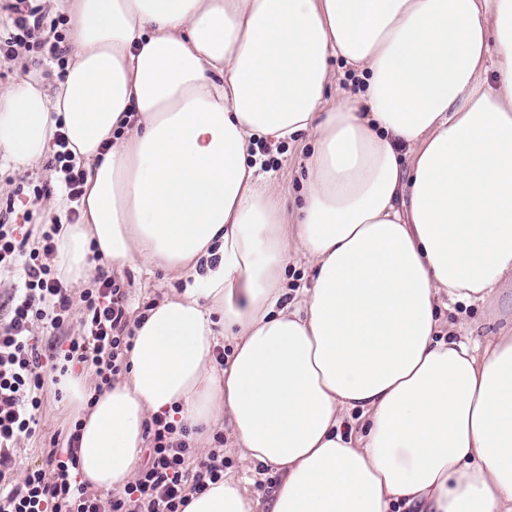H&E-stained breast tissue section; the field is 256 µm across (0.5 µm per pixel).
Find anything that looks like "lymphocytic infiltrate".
<instances>
[{"instance_id":"obj_1","label":"lymphocytic infiltrate","mask_w":512,"mask_h":512,"mask_svg":"<svg viewBox=\"0 0 512 512\" xmlns=\"http://www.w3.org/2000/svg\"><path fill=\"white\" fill-rule=\"evenodd\" d=\"M55 169L71 206L69 223L80 218L86 172L67 149L63 131L54 134ZM58 222L43 225L37 247L0 223V269H23V283L10 293L7 322H0V512H184L191 495L223 481L227 462L223 436L203 460H195L191 432L166 415L146 425V461L122 493L100 496L77 474L80 427L72 425L67 445L42 452L41 464L17 467V445L33 436L47 382L76 368L94 370L111 384L128 367L133 331L121 286L97 271L72 301L67 284L44 261L57 250ZM76 333H69L70 324Z\"/></svg>"}]
</instances>
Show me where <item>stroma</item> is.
I'll use <instances>...</instances> for the list:
<instances>
[{
    "label": "stroma",
    "mask_w": 512,
    "mask_h": 512,
    "mask_svg": "<svg viewBox=\"0 0 512 512\" xmlns=\"http://www.w3.org/2000/svg\"><path fill=\"white\" fill-rule=\"evenodd\" d=\"M62 74L58 59L51 55L42 56L19 45L0 48V88L29 80L37 82L50 93ZM257 147L264 169L275 175L278 193L288 202L297 201L302 192L304 161L313 148L312 139L304 134L289 144L261 139ZM36 185L57 188V173L50 158H43L23 172L0 164V207L13 203L10 221L19 225L24 232L38 231L40 225L49 223L55 215L49 200L29 201L26 192ZM111 276L122 284L126 305L133 317L141 315L147 305L180 293L192 283L191 277L158 269L150 271L138 264L112 270ZM438 317L441 332H448L456 326L461 336L470 342H482L486 336L512 326V285L504 284L496 295L483 303L469 306L457 303L440 307ZM58 390V385L51 383L44 392L39 411L40 428L34 437L22 439L19 445L18 461L21 466L40 464L41 448L47 447L51 438L65 433L77 419ZM215 431L224 437V457L229 462L224 470L225 475L240 479L246 493L256 501L257 512H268L272 493L280 480L279 473L255 464L234 451L235 439L230 422L220 423Z\"/></svg>",
    "instance_id": "stroma-1"
}]
</instances>
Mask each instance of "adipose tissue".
<instances>
[{
    "mask_svg": "<svg viewBox=\"0 0 512 512\" xmlns=\"http://www.w3.org/2000/svg\"><path fill=\"white\" fill-rule=\"evenodd\" d=\"M55 2L71 62L53 93L0 90V157L26 170L60 127L86 170L57 273L95 252L194 280L135 320L128 379L61 377L81 479L123 490L164 412L229 418L281 475L271 512H512V328L471 346L437 319L512 277V0ZM334 58L361 86L332 103ZM300 134L292 208L253 147ZM185 512L255 505L228 477ZM310 271L304 259L300 256H294L289 262L284 272L285 288H288V300H291L297 292V288H303L308 283Z\"/></svg>",
    "mask_w": 512,
    "mask_h": 512,
    "instance_id": "ef3b65f1",
    "label": "adipose tissue"
}]
</instances>
